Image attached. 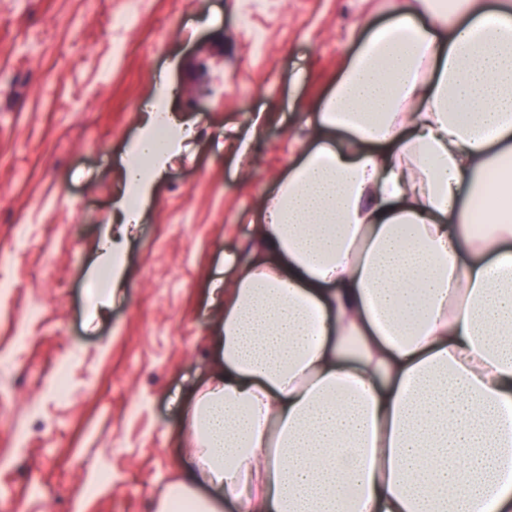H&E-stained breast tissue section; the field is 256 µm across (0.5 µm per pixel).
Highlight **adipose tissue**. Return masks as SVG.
I'll return each mask as SVG.
<instances>
[{
    "mask_svg": "<svg viewBox=\"0 0 512 512\" xmlns=\"http://www.w3.org/2000/svg\"><path fill=\"white\" fill-rule=\"evenodd\" d=\"M361 38L226 257L186 465L155 512H512V0H420ZM451 17L447 38L435 21ZM157 77L90 270L190 131Z\"/></svg>",
    "mask_w": 512,
    "mask_h": 512,
    "instance_id": "ef3b65f1",
    "label": "adipose tissue"
}]
</instances>
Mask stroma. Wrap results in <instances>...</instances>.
Masks as SVG:
<instances>
[{"mask_svg":"<svg viewBox=\"0 0 512 512\" xmlns=\"http://www.w3.org/2000/svg\"><path fill=\"white\" fill-rule=\"evenodd\" d=\"M399 2L0 0V512H153L209 361L212 280L245 261L359 32ZM158 73L195 133L91 322L87 273Z\"/></svg>","mask_w":512,"mask_h":512,"instance_id":"35a3bbf8","label":"stroma"}]
</instances>
